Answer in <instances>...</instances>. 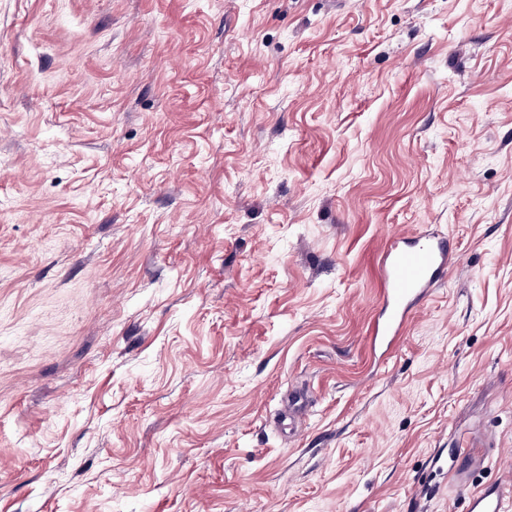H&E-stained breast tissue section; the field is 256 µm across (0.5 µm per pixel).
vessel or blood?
I'll list each match as a JSON object with an SVG mask.
<instances>
[{"mask_svg":"<svg viewBox=\"0 0 512 512\" xmlns=\"http://www.w3.org/2000/svg\"><path fill=\"white\" fill-rule=\"evenodd\" d=\"M450 244L431 234L391 235L381 257L383 295L374 325L376 338L394 343L401 336L410 311L448 271ZM470 512H512V499L495 487L472 496Z\"/></svg>","mask_w":512,"mask_h":512,"instance_id":"1","label":"vessel or blood"}]
</instances>
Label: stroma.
<instances>
[{"label": "stroma", "instance_id": "1", "mask_svg": "<svg viewBox=\"0 0 512 512\" xmlns=\"http://www.w3.org/2000/svg\"><path fill=\"white\" fill-rule=\"evenodd\" d=\"M392 233L453 259L384 354ZM491 485L512 0H0V512H469Z\"/></svg>", "mask_w": 512, "mask_h": 512}]
</instances>
